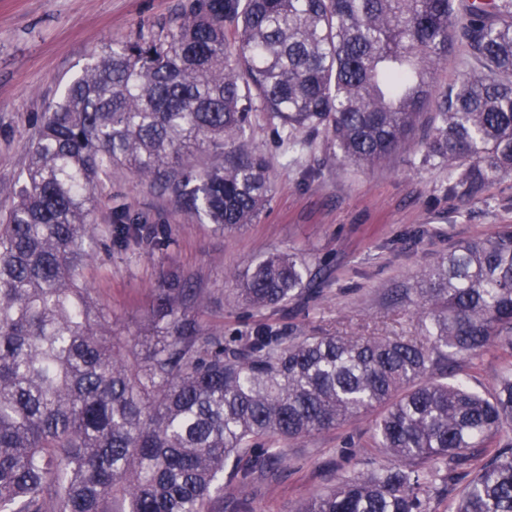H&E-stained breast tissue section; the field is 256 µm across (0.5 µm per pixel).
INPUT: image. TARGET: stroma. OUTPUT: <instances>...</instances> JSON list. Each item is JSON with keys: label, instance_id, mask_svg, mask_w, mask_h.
<instances>
[{"label": "stroma", "instance_id": "1", "mask_svg": "<svg viewBox=\"0 0 512 512\" xmlns=\"http://www.w3.org/2000/svg\"><path fill=\"white\" fill-rule=\"evenodd\" d=\"M186 0H0V212L25 169L34 118L55 103L65 84L107 46L166 28ZM235 149L269 162V202L257 223L228 232L187 215L177 198L116 164L95 190V222L107 226L125 209L166 230L163 250L88 243L81 278L108 313L122 349L144 334L155 290L168 277L207 295L196 319L211 331L245 336L270 325L289 336L322 332L366 336L415 332L420 309L392 295L418 279L460 240L484 239L512 224V173L476 200L448 196L445 169L411 165L406 156L363 169L337 158L327 134L289 151L267 113L255 112ZM306 256L317 277L314 295L284 306L247 309L235 300L239 282L272 253ZM512 351L495 348L458 360L449 380L463 379L489 396ZM374 414L284 444L285 459L254 473L238 491L224 475V512H292L364 470Z\"/></svg>", "mask_w": 512, "mask_h": 512}]
</instances>
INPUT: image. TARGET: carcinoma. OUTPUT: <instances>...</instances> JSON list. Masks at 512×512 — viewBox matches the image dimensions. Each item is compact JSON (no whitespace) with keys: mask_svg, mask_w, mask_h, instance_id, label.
Segmentation results:
<instances>
[{"mask_svg":"<svg viewBox=\"0 0 512 512\" xmlns=\"http://www.w3.org/2000/svg\"><path fill=\"white\" fill-rule=\"evenodd\" d=\"M458 57L443 90L438 65ZM265 112L303 150L325 132L338 157L371 168L410 153L475 199L512 173V0H188L166 33L89 62L43 113L0 224V512H207L224 468L284 459L280 442L379 411V459L293 512H428L433 481L473 469L448 512H512V372L486 398L435 370L512 349V225L459 241L400 302L426 306L417 335L224 337L191 310L205 297L157 289L134 361L79 271L100 236V173L124 164L222 230L255 223L268 161L232 151ZM110 243L160 249L149 224L115 213ZM305 261L271 254L240 280L251 308L304 295Z\"/></svg>","mask_w":512,"mask_h":512,"instance_id":"carcinoma-1","label":"carcinoma"}]
</instances>
